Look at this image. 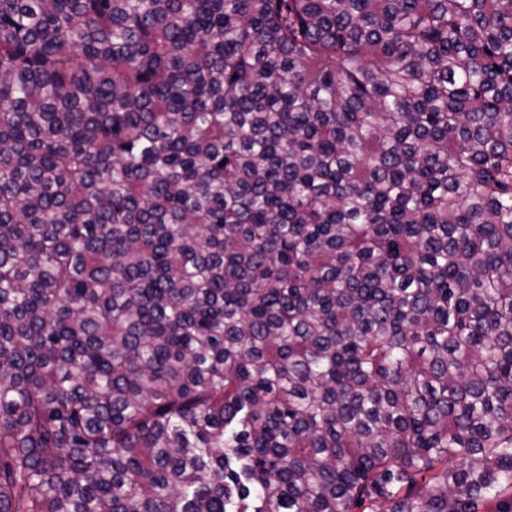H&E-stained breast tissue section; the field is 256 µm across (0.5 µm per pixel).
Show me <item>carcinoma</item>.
Listing matches in <instances>:
<instances>
[{"label":"carcinoma","instance_id":"cac0c4a2","mask_svg":"<svg viewBox=\"0 0 512 512\" xmlns=\"http://www.w3.org/2000/svg\"><path fill=\"white\" fill-rule=\"evenodd\" d=\"M0 512H512V0H0Z\"/></svg>","mask_w":512,"mask_h":512}]
</instances>
